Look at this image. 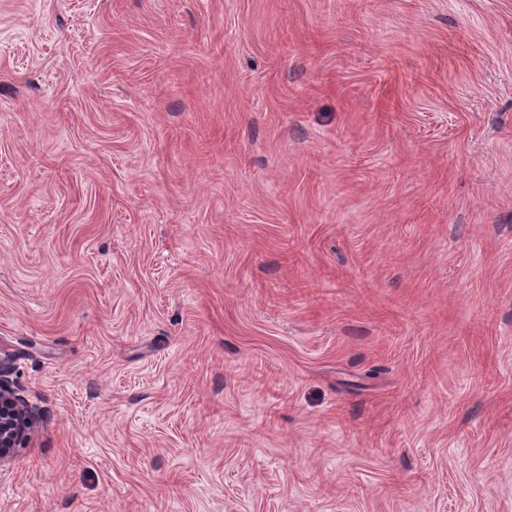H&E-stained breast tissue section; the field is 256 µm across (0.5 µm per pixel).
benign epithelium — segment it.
<instances>
[{
	"instance_id": "obj_1",
	"label": "benign epithelium",
	"mask_w": 512,
	"mask_h": 512,
	"mask_svg": "<svg viewBox=\"0 0 512 512\" xmlns=\"http://www.w3.org/2000/svg\"><path fill=\"white\" fill-rule=\"evenodd\" d=\"M12 360L0 359V463L22 447L26 432L33 429L35 417L25 399L9 380Z\"/></svg>"
}]
</instances>
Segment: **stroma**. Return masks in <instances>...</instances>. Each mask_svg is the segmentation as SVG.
Listing matches in <instances>:
<instances>
[{
  "label": "stroma",
  "instance_id": "35a3bbf8",
  "mask_svg": "<svg viewBox=\"0 0 512 512\" xmlns=\"http://www.w3.org/2000/svg\"><path fill=\"white\" fill-rule=\"evenodd\" d=\"M0 512H512V0H0ZM12 359H0V463L22 447L26 432L35 425V417L25 399L9 380Z\"/></svg>",
  "mask_w": 512,
  "mask_h": 512
}]
</instances>
